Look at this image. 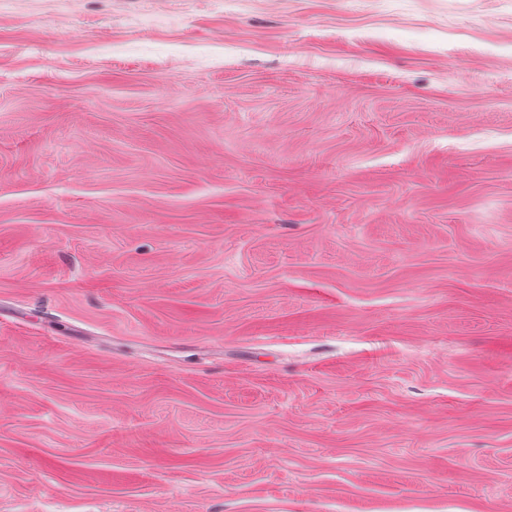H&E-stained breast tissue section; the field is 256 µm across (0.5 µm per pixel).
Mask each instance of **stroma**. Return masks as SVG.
<instances>
[{"instance_id": "35a3bbf8", "label": "stroma", "mask_w": 512, "mask_h": 512, "mask_svg": "<svg viewBox=\"0 0 512 512\" xmlns=\"http://www.w3.org/2000/svg\"><path fill=\"white\" fill-rule=\"evenodd\" d=\"M0 512H512V0H0Z\"/></svg>"}]
</instances>
